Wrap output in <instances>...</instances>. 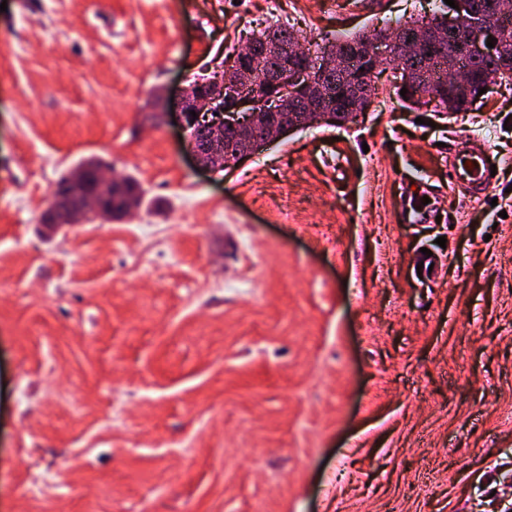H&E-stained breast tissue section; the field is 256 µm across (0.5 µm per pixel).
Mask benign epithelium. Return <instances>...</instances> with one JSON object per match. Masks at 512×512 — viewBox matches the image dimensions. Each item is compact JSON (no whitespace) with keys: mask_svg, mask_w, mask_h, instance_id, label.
Instances as JSON below:
<instances>
[{"mask_svg":"<svg viewBox=\"0 0 512 512\" xmlns=\"http://www.w3.org/2000/svg\"><path fill=\"white\" fill-rule=\"evenodd\" d=\"M510 16L512 0H491L483 11L476 8L474 0H455V7L448 8L446 14L447 30L425 24L406 29L390 23L381 38L365 33L355 43L357 53L352 58L317 54L309 50L299 33L287 43H261L253 38L224 63L218 77L184 87L175 104H170L165 89H156V111L168 112L175 107L197 165L213 170L237 164L289 130L337 124L345 112L355 118L363 115L373 102L370 89L375 75L391 60L396 61L395 70L401 75L400 87L407 89V100L422 96L437 100L446 92L448 113L457 112L459 100L462 109L469 110L484 99L479 90L490 88L489 77L457 64L448 69L450 81L431 92L411 63L423 52L462 60H496L507 43L504 32ZM489 37L494 38L492 48L487 46ZM282 55L292 57L296 64L266 69L255 77L258 59ZM227 132L238 142L230 159L224 156ZM123 187L122 178H113L101 168L79 166L70 172L65 203L54 201L43 223L52 228L91 219L109 221L112 192Z\"/></svg>","mask_w":512,"mask_h":512,"instance_id":"1","label":"benign epithelium"}]
</instances>
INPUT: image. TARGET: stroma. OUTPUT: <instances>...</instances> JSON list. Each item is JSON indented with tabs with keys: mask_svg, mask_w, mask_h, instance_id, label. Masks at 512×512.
I'll use <instances>...</instances> for the list:
<instances>
[{
	"mask_svg": "<svg viewBox=\"0 0 512 512\" xmlns=\"http://www.w3.org/2000/svg\"><path fill=\"white\" fill-rule=\"evenodd\" d=\"M444 9L7 0L0 512H512V76L448 116L386 72L363 118L219 170L148 105L273 18L318 42ZM464 136L488 196L448 185ZM90 158L139 211L47 231Z\"/></svg>",
	"mask_w": 512,
	"mask_h": 512,
	"instance_id": "1",
	"label": "stroma"
}]
</instances>
